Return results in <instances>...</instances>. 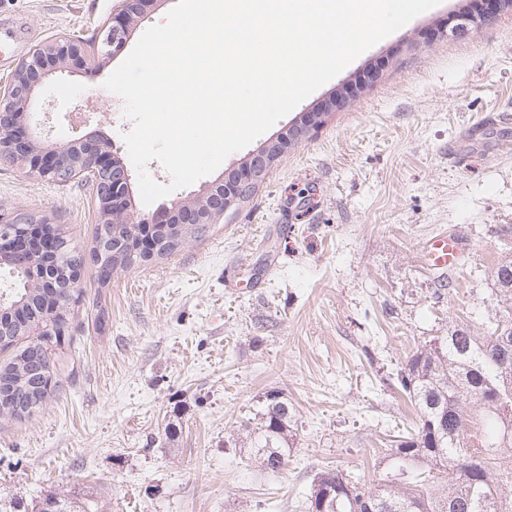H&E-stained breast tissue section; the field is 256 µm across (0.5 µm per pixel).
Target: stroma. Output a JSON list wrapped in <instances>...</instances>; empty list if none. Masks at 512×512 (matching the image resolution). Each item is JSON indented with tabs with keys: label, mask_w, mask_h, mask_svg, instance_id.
<instances>
[{
	"label": "stroma",
	"mask_w": 512,
	"mask_h": 512,
	"mask_svg": "<svg viewBox=\"0 0 512 512\" xmlns=\"http://www.w3.org/2000/svg\"><path fill=\"white\" fill-rule=\"evenodd\" d=\"M464 5L442 0L360 55L268 130L324 114L248 201L103 288L92 185L0 158V214L50 219L86 257L57 387L0 417V512L51 495L89 512H307L320 471L381 484L412 419L397 371L450 321L491 317L490 268L512 256V9L452 33ZM115 6L0 0V83L51 37L92 41ZM125 57L50 76L30 128L122 148L132 123L103 83ZM445 231L468 250L440 274L422 246ZM270 390L296 420L274 474L246 428Z\"/></svg>",
	"instance_id": "stroma-1"
}]
</instances>
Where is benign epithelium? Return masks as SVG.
Segmentation results:
<instances>
[{
    "instance_id": "7a95c632",
    "label": "benign epithelium",
    "mask_w": 512,
    "mask_h": 512,
    "mask_svg": "<svg viewBox=\"0 0 512 512\" xmlns=\"http://www.w3.org/2000/svg\"><path fill=\"white\" fill-rule=\"evenodd\" d=\"M146 3L147 0H118L112 24L106 25L92 43L53 37L37 45L16 66L8 83L0 86V157L5 156L22 170L52 181H69L86 172L93 173L100 224L112 222L115 215L126 216L128 224H171L175 230L189 224H219L224 214L240 206L246 190L260 184L278 159L320 124L322 113L306 114L287 131L267 140L246 165L225 172L224 177L198 194L160 206L148 217L129 209L131 175L116 159V147L82 138L46 147L18 119L28 111L49 76L66 72L73 62L86 63L93 55L103 57L120 50L130 37L131 28L144 18ZM8 224L13 230L0 233V254L14 257L29 247L32 225L0 214V225ZM36 247L45 262L39 269H30L29 277L47 282L52 258L57 253L56 242L53 236L45 234L37 237Z\"/></svg>"
}]
</instances>
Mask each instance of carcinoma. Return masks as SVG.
<instances>
[{"label": "carcinoma", "instance_id": "obj_1", "mask_svg": "<svg viewBox=\"0 0 512 512\" xmlns=\"http://www.w3.org/2000/svg\"><path fill=\"white\" fill-rule=\"evenodd\" d=\"M48 230L58 240L54 279L64 283L83 256L58 226ZM202 231L186 228L174 240L164 224H100L92 251L97 280L105 285L115 272L143 263L126 249L115 259L109 241L150 236L158 244L156 256L163 257ZM490 275L494 316L483 331L453 324L448 335L432 337L407 356L397 372V388L414 405L418 422L391 440L396 469L373 489L354 472L322 471L313 480L309 512H512V259L500 260ZM13 281L10 297L0 303V319L13 315L21 323L0 334V349H13L0 364V414L21 419L32 410L17 411V402L32 392L41 402L53 389L56 364L49 349L69 333L74 293L50 292L19 275ZM40 326L43 365L36 376L28 338ZM293 420L288 400L268 391L250 432L251 454L261 471L277 473L286 465Z\"/></svg>", "mask_w": 512, "mask_h": 512}]
</instances>
